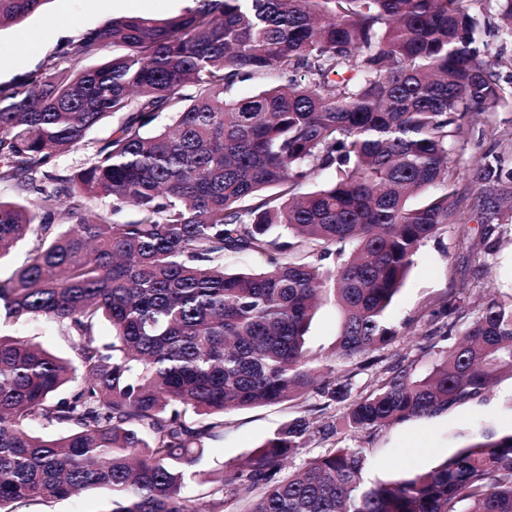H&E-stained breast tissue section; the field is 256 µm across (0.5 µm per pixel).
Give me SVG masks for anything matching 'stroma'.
Segmentation results:
<instances>
[{"label":"stroma","instance_id":"1","mask_svg":"<svg viewBox=\"0 0 512 512\" xmlns=\"http://www.w3.org/2000/svg\"><path fill=\"white\" fill-rule=\"evenodd\" d=\"M195 0H48L42 9L17 24L0 28V85H9L40 69L60 42L79 39L85 32L109 19L132 14L158 19L194 9ZM118 127L117 119H106L93 128L84 143L55 161L57 169L76 171L89 165L95 146ZM462 230L450 224L418 250L408 278L387 312L390 324L402 334L377 352L371 362L358 369L352 379L354 394L378 387L390 365L408 364L413 375L429 374L443 352L455 342L451 336L432 335L430 313L442 298L461 294L466 301L490 293L512 298V224L503 228L498 251L484 256L482 250L459 249ZM340 332V314L334 303L316 313L308 347L320 364H327ZM319 399L260 405L225 414L220 435L210 441L196 469L198 476L186 488L188 496L215 502L211 475L248 454L283 424L299 416L311 421L340 418L342 405L319 410ZM512 430V376L504 374L481 397L453 406L434 417L396 423L371 433L348 438L315 435L305 451L290 461L298 468L331 448L362 447L368 454L365 478L388 481L395 476L428 470L463 446L472 434L488 431L497 435ZM110 497L100 489L50 502L35 501L19 512H108Z\"/></svg>","mask_w":512,"mask_h":512}]
</instances>
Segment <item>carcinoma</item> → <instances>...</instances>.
Wrapping results in <instances>:
<instances>
[{
	"label": "carcinoma",
	"instance_id": "obj_1",
	"mask_svg": "<svg viewBox=\"0 0 512 512\" xmlns=\"http://www.w3.org/2000/svg\"><path fill=\"white\" fill-rule=\"evenodd\" d=\"M47 2L0 0V28ZM482 2L512 40V0ZM108 46L123 52L82 66ZM269 73L279 82L233 95ZM509 104L512 80L464 0H199L166 19H110L0 86V179L31 194L0 199V258L33 235L27 263L0 277V315L60 324L77 359L0 333V512L89 489L108 492L109 512H512V432L368 484L360 447L288 470L310 435L303 416L225 466L217 501L185 493L224 425L213 416L315 393L324 410L345 404L316 432L356 434L512 375V300L496 297L442 299L433 332L457 341L433 370L399 362L354 399L351 375L306 343L326 300L343 316L335 362L394 341L388 308L448 224H478L496 253L512 224V146L466 166L455 152L473 116ZM108 117L119 126L89 166L57 173L55 158ZM317 170L334 178L300 192ZM106 198L112 210L91 206ZM125 207L136 219L115 221ZM243 253L267 267L224 266Z\"/></svg>",
	"mask_w": 512,
	"mask_h": 512
}]
</instances>
